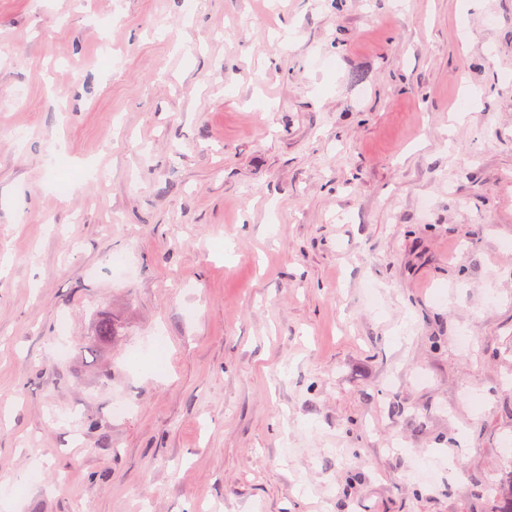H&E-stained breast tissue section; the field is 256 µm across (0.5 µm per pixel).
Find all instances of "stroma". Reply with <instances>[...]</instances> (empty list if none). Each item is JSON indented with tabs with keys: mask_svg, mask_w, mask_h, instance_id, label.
Listing matches in <instances>:
<instances>
[{
	"mask_svg": "<svg viewBox=\"0 0 512 512\" xmlns=\"http://www.w3.org/2000/svg\"><path fill=\"white\" fill-rule=\"evenodd\" d=\"M508 439L512 0H0V512H494ZM92 338L83 346V351L92 357H96V346L113 342L116 336H120V327L111 316H102L95 327Z\"/></svg>",
	"mask_w": 512,
	"mask_h": 512,
	"instance_id": "stroma-1",
	"label": "stroma"
}]
</instances>
